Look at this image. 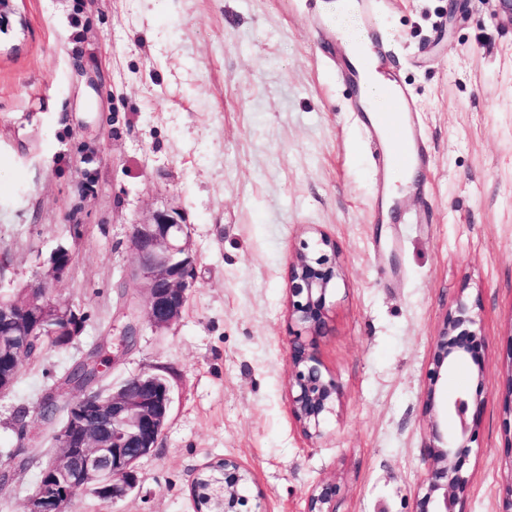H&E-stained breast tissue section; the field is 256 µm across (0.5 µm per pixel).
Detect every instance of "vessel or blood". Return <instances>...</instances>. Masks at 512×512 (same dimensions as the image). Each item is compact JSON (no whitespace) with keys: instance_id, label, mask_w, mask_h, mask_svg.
Here are the masks:
<instances>
[{"instance_id":"1","label":"vessel or blood","mask_w":512,"mask_h":512,"mask_svg":"<svg viewBox=\"0 0 512 512\" xmlns=\"http://www.w3.org/2000/svg\"><path fill=\"white\" fill-rule=\"evenodd\" d=\"M376 3L338 0L341 8L354 11L362 22L357 40L337 37L346 54L342 75L354 90L355 113L375 165L418 170L427 164L428 150L417 133V106L398 79L373 75V64L386 41L376 19Z\"/></svg>"}]
</instances>
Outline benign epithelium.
<instances>
[{
	"instance_id": "benign-epithelium-1",
	"label": "benign epithelium",
	"mask_w": 512,
	"mask_h": 512,
	"mask_svg": "<svg viewBox=\"0 0 512 512\" xmlns=\"http://www.w3.org/2000/svg\"><path fill=\"white\" fill-rule=\"evenodd\" d=\"M131 246L136 264L130 276L144 295L146 318L156 329L168 328L181 318L195 281L190 225L176 207L156 210L133 224ZM69 264L68 250L56 248L46 271L26 284L19 297L0 300V393L14 386L30 344L57 336L68 337L71 344L81 336L82 312L49 294ZM340 276L337 251L325 237L304 245L289 267L288 320L299 327L289 343V401L312 441L321 436V424L341 394L316 350L317 339L327 332L330 298ZM484 350L480 320L461 296L448 308L432 352L425 403L429 463L413 512H457L469 494L468 462L476 439L470 416L483 400L468 389L438 400L436 386L448 371L469 361L482 376ZM68 387L74 395L65 401L64 416L56 409V395L44 400L50 411L41 420L56 427L59 451L41 468L25 512H68L75 495L88 489L103 501L124 498L137 486L138 462L157 447L170 417L171 388L160 373L142 372L96 389L78 383ZM448 416L455 421L451 432L442 427ZM26 465V459L12 455L0 467V480L9 483ZM250 482L249 472L233 458L208 464L191 483L195 512H265L263 495L252 494ZM338 493L336 480L318 482L306 495L304 512H336Z\"/></svg>"
}]
</instances>
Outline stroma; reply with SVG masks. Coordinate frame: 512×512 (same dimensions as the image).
<instances>
[{
	"instance_id": "35a3bbf8",
	"label": "stroma",
	"mask_w": 512,
	"mask_h": 512,
	"mask_svg": "<svg viewBox=\"0 0 512 512\" xmlns=\"http://www.w3.org/2000/svg\"><path fill=\"white\" fill-rule=\"evenodd\" d=\"M333 0H14L0 30V296L68 246L52 297L81 307L70 346L22 360L0 395V449L26 469L0 488L25 512L58 451L42 396L91 352L104 385L166 376L168 426L115 503L79 493L71 512H194L205 464L236 459L267 512H303L336 477L337 512H413L427 470L425 398L449 306H476L481 389L465 512H500L512 479V25L498 0H378L387 64L422 111L429 165L377 222L376 171L328 49L360 21ZM179 207L197 276L181 318L154 330L130 277L133 223ZM81 227L71 236L70 225ZM328 238L342 267L318 356L341 399L317 441L288 402V268ZM137 334L120 338L127 324ZM27 408V442L15 429Z\"/></svg>"
}]
</instances>
